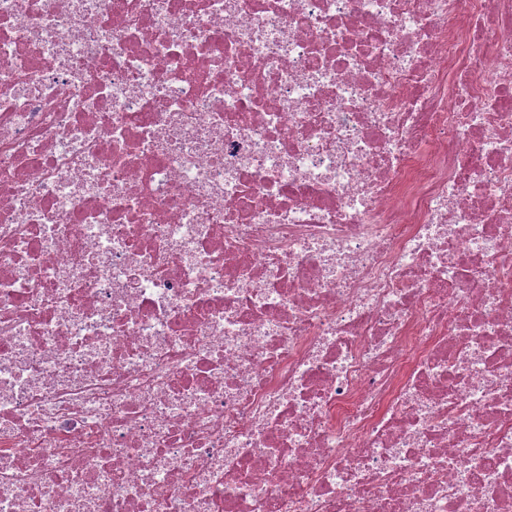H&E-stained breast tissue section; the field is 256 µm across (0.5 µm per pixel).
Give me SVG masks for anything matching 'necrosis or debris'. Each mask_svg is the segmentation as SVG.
<instances>
[{
    "mask_svg": "<svg viewBox=\"0 0 512 512\" xmlns=\"http://www.w3.org/2000/svg\"><path fill=\"white\" fill-rule=\"evenodd\" d=\"M0 512H512V0H0Z\"/></svg>",
    "mask_w": 512,
    "mask_h": 512,
    "instance_id": "necrosis-or-debris-1",
    "label": "necrosis or debris"
}]
</instances>
